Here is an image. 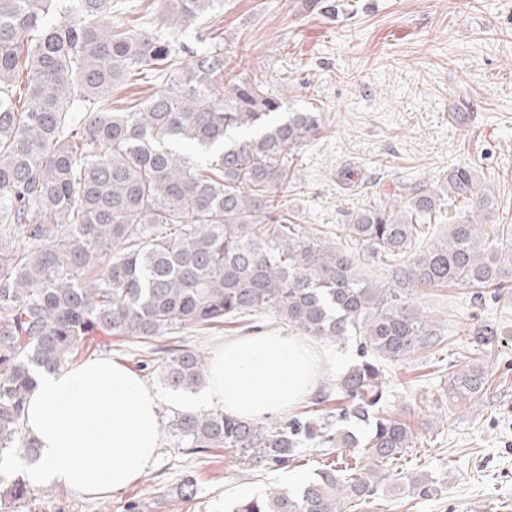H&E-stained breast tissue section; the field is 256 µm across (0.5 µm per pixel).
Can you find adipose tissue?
<instances>
[{"label":"adipose tissue","mask_w":512,"mask_h":512,"mask_svg":"<svg viewBox=\"0 0 512 512\" xmlns=\"http://www.w3.org/2000/svg\"><path fill=\"white\" fill-rule=\"evenodd\" d=\"M322 367L304 340L260 332L214 352L210 384L196 401L249 419L275 415L307 394ZM25 421L40 449L37 481L85 495L124 490L159 448L156 393L106 357L42 374Z\"/></svg>","instance_id":"1"}]
</instances>
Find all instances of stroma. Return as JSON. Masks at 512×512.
Returning a JSON list of instances; mask_svg holds the SVG:
<instances>
[{
	"label": "stroma",
	"instance_id": "35a3bbf8",
	"mask_svg": "<svg viewBox=\"0 0 512 512\" xmlns=\"http://www.w3.org/2000/svg\"><path fill=\"white\" fill-rule=\"evenodd\" d=\"M226 55L238 57V77L267 81L295 109L325 115L318 137L301 149L288 182L276 189L298 224L318 228L325 240L355 255L370 279H389L352 242L344 222L364 203L391 197L402 181H439L448 168L473 163L500 209L512 217V0H224L204 20ZM153 76H133L115 86L119 112L165 90ZM416 302L445 335L444 345L392 368L391 403L411 421L418 448L403 462L404 476L389 483L383 512H512V291L474 295L462 287L432 288ZM490 324L497 342L485 358L488 389L474 407L448 411L441 387L449 365L466 354L465 326ZM272 329L295 328L273 316L189 328L160 338L162 346L189 345L204 356L224 341ZM331 365L310 393L280 413V420L341 407L338 375L353 364L356 347L316 342ZM155 389L162 425L155 460L123 491L88 497L29 483L22 512H231L238 500L269 488L300 490L314 478L323 451L303 446L285 470L247 469L228 450L191 454L179 447L169 422L186 411L190 392L165 388L142 368L146 345L113 337L98 349ZM195 476L194 499L179 496ZM435 480L439 491L422 497L411 478Z\"/></svg>",
	"mask_w": 512,
	"mask_h": 512
}]
</instances>
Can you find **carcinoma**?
Instances as JSON below:
<instances>
[{"instance_id":"carcinoma-1","label":"carcinoma","mask_w":512,"mask_h":512,"mask_svg":"<svg viewBox=\"0 0 512 512\" xmlns=\"http://www.w3.org/2000/svg\"><path fill=\"white\" fill-rule=\"evenodd\" d=\"M112 2L76 0L74 15L57 20L58 0H0V507L27 499L18 468L38 459L24 422L41 373L114 335L149 343L270 313L312 339L357 343V362L336 380L345 405L285 424L175 411L172 432L192 454L231 450L274 470L290 468L306 442L348 451L301 490L272 488L232 512H364L418 443L390 409L385 368L444 343L414 295L479 296L512 279V256L496 250L509 227L494 194L458 164L435 185L401 182L393 200L349 212L348 236L394 262L374 284L274 194L324 114L290 108L260 81L226 78L231 58L203 30L195 47L175 42L223 0H172L157 24L129 29L113 24ZM182 52L191 63L170 89L112 111L115 85L140 69L166 75ZM457 202L472 212L448 217V234L414 252L418 228ZM466 331L470 361L450 366L442 387L456 409L483 399L497 338L488 324ZM154 353L165 354L156 369L171 390L208 377L190 346Z\"/></svg>"}]
</instances>
